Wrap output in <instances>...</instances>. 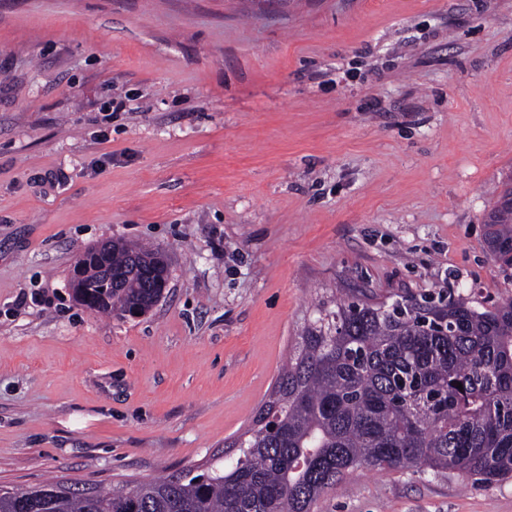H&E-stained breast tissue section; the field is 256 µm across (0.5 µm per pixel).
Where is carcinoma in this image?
<instances>
[{
	"label": "carcinoma",
	"mask_w": 512,
	"mask_h": 512,
	"mask_svg": "<svg viewBox=\"0 0 512 512\" xmlns=\"http://www.w3.org/2000/svg\"><path fill=\"white\" fill-rule=\"evenodd\" d=\"M487 250L512 269V215L485 225ZM160 254L121 241L84 263L73 287L97 312L151 309ZM462 384L463 389L456 388ZM265 423L240 435L231 465L132 489L73 490L35 512H313L349 472L425 468L475 483L512 479V297L477 307L450 291L340 302L310 323L282 368Z\"/></svg>",
	"instance_id": "obj_1"
}]
</instances>
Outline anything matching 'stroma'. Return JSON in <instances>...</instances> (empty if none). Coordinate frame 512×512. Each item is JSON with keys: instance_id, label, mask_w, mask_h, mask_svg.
<instances>
[{"instance_id": "obj_1", "label": "stroma", "mask_w": 512, "mask_h": 512, "mask_svg": "<svg viewBox=\"0 0 512 512\" xmlns=\"http://www.w3.org/2000/svg\"><path fill=\"white\" fill-rule=\"evenodd\" d=\"M512 0H0V487L238 457L336 301L512 295ZM161 249L139 317L77 258ZM317 512H512V480L359 469ZM487 250L504 270L512 269V214L501 213L493 224H485Z\"/></svg>"}]
</instances>
